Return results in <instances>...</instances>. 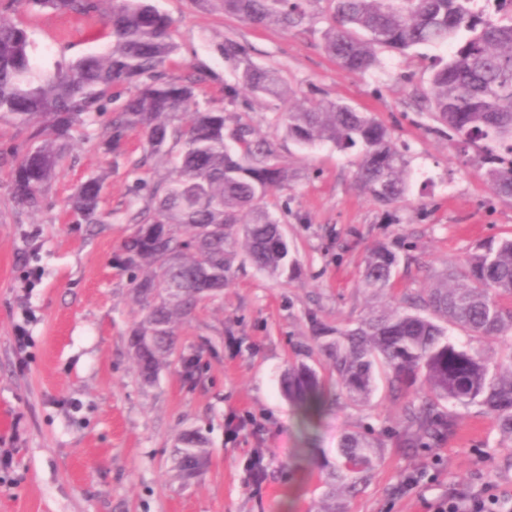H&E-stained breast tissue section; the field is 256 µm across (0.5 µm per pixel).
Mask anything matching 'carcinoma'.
<instances>
[{
    "label": "carcinoma",
    "mask_w": 512,
    "mask_h": 512,
    "mask_svg": "<svg viewBox=\"0 0 512 512\" xmlns=\"http://www.w3.org/2000/svg\"><path fill=\"white\" fill-rule=\"evenodd\" d=\"M203 2L217 3L250 23L299 27L308 21L314 0ZM324 2V48L347 73L374 69L382 49L405 55L466 33L448 61L436 65L419 99L460 143L485 141L507 152L508 161L490 168L487 177L497 198L512 201V21L491 17L476 0ZM16 3L0 0V117L9 116L27 130L26 149L15 156L17 202L40 210L73 129L104 116L106 151L119 153L126 134L138 131L146 152L136 166L154 158L173 166L174 176L163 186L136 181L133 193L142 195L145 205L135 216L136 231L120 245L119 260L131 273L141 312L130 346L146 382L175 351V325L227 285L237 245L267 276L288 273V241L267 205L270 192L288 182V169L276 144L256 136L232 110L243 91L281 102L286 133L299 146L330 142L354 154L357 182L375 201L394 204L409 189L408 161L385 125L340 100L299 99L278 70L250 63L235 42L224 43V56L243 69L237 82L224 84L227 106L200 102V78L172 77L163 69L177 46L171 20L151 0H25L31 11L104 16L100 37L109 39L107 50L51 65L28 30L9 17ZM103 183L102 177H91L70 198L76 223H105ZM398 263L388 246L373 248L363 287L373 293L391 288ZM411 307L412 312L371 314L324 345L340 393L352 402H369L377 371H383L391 391L406 397L402 441L411 448H429L454 428L452 406L481 407L512 439V345L491 364L448 332L451 325L472 338L512 333V238L477 246ZM282 389L301 410L303 424L311 425L325 399L319 374L293 366ZM372 448L363 433L347 434L331 482L356 491L375 466ZM208 462L206 439L196 430L183 432L176 446L179 474L193 478Z\"/></svg>",
    "instance_id": "obj_1"
}]
</instances>
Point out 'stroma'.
<instances>
[{
	"label": "stroma",
	"instance_id": "1",
	"mask_svg": "<svg viewBox=\"0 0 512 512\" xmlns=\"http://www.w3.org/2000/svg\"><path fill=\"white\" fill-rule=\"evenodd\" d=\"M172 20L177 50L169 74L203 69L198 90L223 103L237 71L221 52L244 46L250 61L280 70L299 98L342 100L387 126L409 162L410 191L384 206L358 185L350 156L330 143L310 148L288 138L276 101L242 95L238 113L273 141L288 169L286 186L268 199L288 240L293 266L271 278L245 255L222 293L177 326L179 343L152 383H144L130 348L139 313L130 274L113 255L135 229L143 207L136 179H167L163 160L134 169L143 139L129 132L124 151L104 153L102 125L76 132L68 157L45 188L38 214L12 195L13 150L26 135L0 119V407L12 425L0 436V512H433L435 501L467 497L485 481L512 494V439L494 415L455 408L454 429L432 447L408 448L402 405L386 384L366 404L339 399L302 433L298 411L281 391L289 366L336 376L323 343L372 310L404 306L446 267L490 239L512 237V203L496 198L478 152L460 150L448 128L417 103L438 59L452 45L421 46L410 55L384 49L379 69L340 70L324 49L321 13L298 28L256 25L199 0H154ZM46 60L104 49L93 41L102 16L18 8ZM105 178L102 224H76L66 202L87 178ZM386 244L400 262L390 290L361 283L371 248ZM248 419L230 433V415ZM208 440L210 463L183 481L175 445L186 430ZM375 431L377 465L356 494L329 497L328 470L351 431ZM262 459L261 486L248 481ZM421 473L402 489L403 477Z\"/></svg>",
	"mask_w": 512,
	"mask_h": 512
}]
</instances>
